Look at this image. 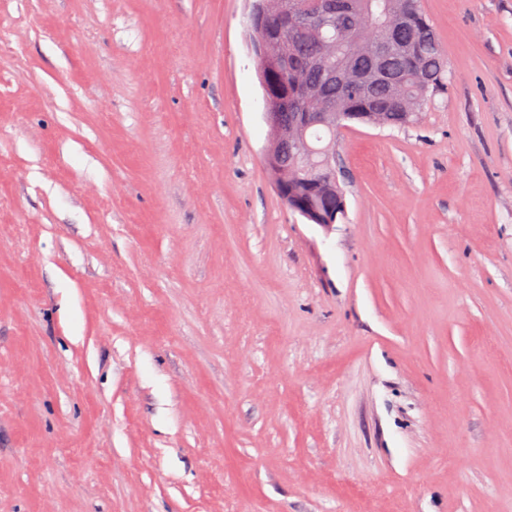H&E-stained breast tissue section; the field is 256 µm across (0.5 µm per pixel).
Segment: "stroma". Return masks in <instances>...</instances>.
Masks as SVG:
<instances>
[{"mask_svg":"<svg viewBox=\"0 0 512 512\" xmlns=\"http://www.w3.org/2000/svg\"><path fill=\"white\" fill-rule=\"evenodd\" d=\"M250 0H0V512H512V0L270 183Z\"/></svg>","mask_w":512,"mask_h":512,"instance_id":"35a3bbf8","label":"stroma"}]
</instances>
